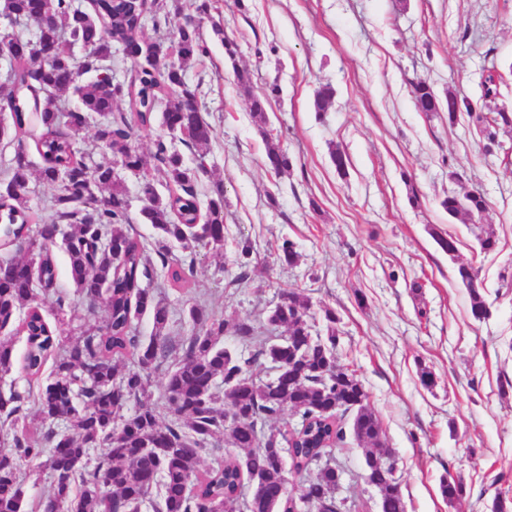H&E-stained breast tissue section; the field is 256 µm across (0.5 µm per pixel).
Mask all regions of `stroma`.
<instances>
[{
  "label": "stroma",
  "mask_w": 512,
  "mask_h": 512,
  "mask_svg": "<svg viewBox=\"0 0 512 512\" xmlns=\"http://www.w3.org/2000/svg\"><path fill=\"white\" fill-rule=\"evenodd\" d=\"M207 14H200L201 2ZM181 11L164 24L145 18L147 40L170 36L187 19H200L209 47L204 62H189L186 79L201 86V110L213 127L206 171L196 193L207 203L214 183L224 185L227 240L223 256L199 249L187 292L168 282L158 257L147 286L173 312V346L190 336L185 309L199 300L229 326L222 340L238 341L239 323L264 319L283 295L304 294L315 316L336 313L337 360L354 370L379 416L393 452L407 512H491L498 493L512 496V129L495 145L482 133V115L512 112V0H180ZM238 46L224 54V39ZM252 75L254 93L278 85L265 112L252 116L235 73ZM502 76L500 94L485 100L481 77ZM438 97L455 93L471 110L449 122L446 112L425 114L414 104V83ZM332 87V107L316 113L317 91ZM8 135L0 139V165L25 148L34 174L30 203L38 222L55 219L54 188L38 172L37 126L15 134L9 113L0 114ZM273 130L291 159L277 175L264 165L261 129ZM161 123L138 130L134 145L145 168H116L130 202V232L153 245L155 231L140 217L141 186L152 180L160 194L170 186L151 156ZM350 164L339 173L334 149ZM480 190L481 222L498 248L481 253L463 219L449 218L448 193ZM452 234L455 254L436 238ZM298 253L278 257L283 241ZM250 246L242 256V246ZM54 293L39 303L50 322H63L68 338L87 324H103L104 311L87 317L74 294L69 259L53 251ZM478 273L491 305L489 319L470 310V295L456 277L459 265ZM244 285H236L240 271ZM63 293L56 310L55 293ZM430 371L432 386L421 381ZM345 474L339 497L356 512H380L376 490L365 480V452L354 438L335 449ZM461 479L465 497L448 504L445 477Z\"/></svg>",
  "instance_id": "stroma-1"
}]
</instances>
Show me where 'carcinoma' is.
I'll list each match as a JSON object with an SVG mask.
<instances>
[{"mask_svg":"<svg viewBox=\"0 0 512 512\" xmlns=\"http://www.w3.org/2000/svg\"><path fill=\"white\" fill-rule=\"evenodd\" d=\"M91 3L90 11L75 8L72 0H3L0 5V13L9 18H42L36 43L54 50L49 62L36 51L17 54L10 76L0 79V112L10 113L18 132L32 122L42 127L37 150L44 165L39 177L55 188L58 221L68 226L63 246L75 294L88 312L100 306L107 311L104 325L88 327L70 344L45 321L38 295L55 285L51 252L60 224H33L31 161L24 148H18L0 173V247L25 256L0 262V329L25 310L20 323L26 336L22 369L38 379L53 360L51 380L37 397L50 447L17 435L0 447V512H22V466L41 457L53 486L38 504L41 512H142L146 504L153 512H349L346 500L336 498L342 471L332 449L346 437L338 414L350 412L353 436L365 451L366 480L377 490L380 512H406L397 463L386 446L380 419L354 371L337 361L336 313L324 310V334L312 336L316 317L301 293H288L267 317L266 326L283 327L286 335L263 337L251 324L235 326L239 340L255 345L253 350L221 345L224 319L198 302L190 303L186 315L195 332L182 340L181 355L164 384V399L176 419L160 421L147 392L152 372L173 351L166 335L170 305L144 286L152 268L144 242L122 228L129 223V201L114 175L113 161L87 166L77 158L76 141L95 114L103 118L96 140L125 169L139 171L143 160L131 143L134 127L151 126L160 109L168 132L197 149L198 163L191 167L165 136H156L154 157L176 191L162 196L147 179L141 188V215L157 232L155 252L162 267L174 284L188 285L196 270V247L201 244L218 254L226 239L222 185H214L206 211L200 213L195 183L205 169L213 129L199 106L200 85L189 84L184 73V65L206 58L209 48L191 19L174 32L171 53L160 42L140 38L141 18L159 7V0ZM119 40L144 46L140 63L122 84L113 80L108 65ZM26 43L19 33H0V51ZM75 43L88 45L90 54L74 58ZM86 74L92 75L89 82L77 80ZM236 80L250 94L255 117L264 121L278 87L251 93L246 70L236 71ZM67 92L77 98L72 107L60 100ZM413 96L419 111H440V100L427 83H416ZM333 99L331 88L319 90L314 111H328ZM123 100L129 103L131 122L114 115ZM261 134L270 171L278 175L287 170L288 153L270 131ZM104 190L108 194H102ZM442 206L453 218L473 221L482 217L486 200L479 191L469 190L449 194ZM172 241L185 250L173 267L168 263ZM457 279L469 289L473 317L489 318L490 305L476 285L474 268L459 265ZM147 311L154 334L146 343L134 333L133 321ZM261 359L277 371L275 377L261 380L253 375L252 367ZM127 360L132 366L121 368ZM13 365L11 344L0 340V374L10 373ZM132 402L133 411L124 413ZM22 409L19 393L0 392L3 423L13 422ZM288 409L297 421L286 434L271 423ZM60 420L68 431L57 430ZM224 442L238 453L202 467V456L214 454ZM94 448L101 449L94 467L73 469ZM290 472L304 478L301 494L292 500L284 498ZM252 480L257 481V491L246 500L243 490ZM440 490L450 505L466 494L462 481L453 477L443 479Z\"/></svg>","mask_w":512,"mask_h":512,"instance_id":"obj_1","label":"carcinoma"}]
</instances>
